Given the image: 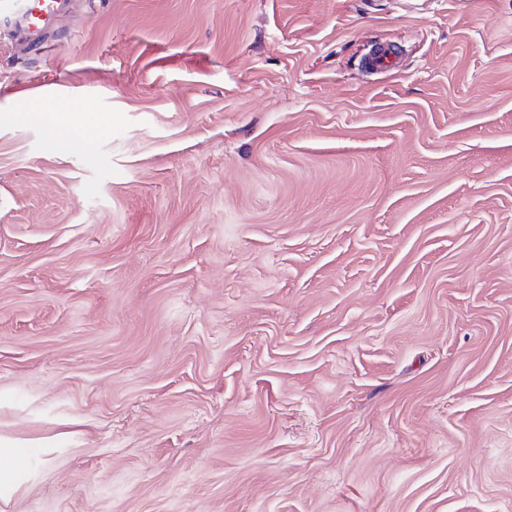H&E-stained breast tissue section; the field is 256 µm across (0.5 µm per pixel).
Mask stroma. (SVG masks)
Masks as SVG:
<instances>
[{
  "label": "stroma",
  "mask_w": 512,
  "mask_h": 512,
  "mask_svg": "<svg viewBox=\"0 0 512 512\" xmlns=\"http://www.w3.org/2000/svg\"><path fill=\"white\" fill-rule=\"evenodd\" d=\"M0 436V512H512V0L1 22ZM79 104L75 100L33 101L20 115L47 127L53 135L67 145L89 146L102 130L100 124H77L68 121L70 112ZM0 496H10L40 459L33 443L0 442Z\"/></svg>",
  "instance_id": "obj_1"
}]
</instances>
